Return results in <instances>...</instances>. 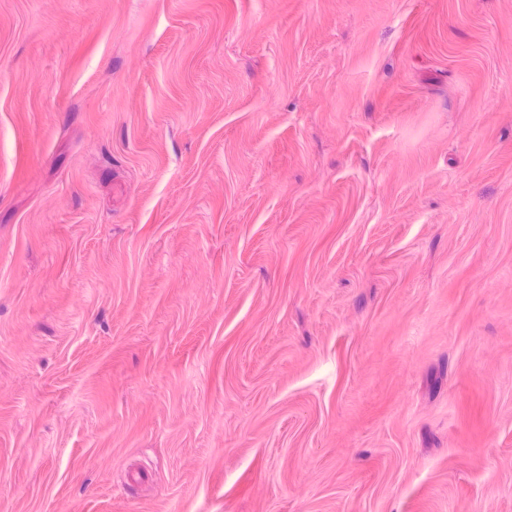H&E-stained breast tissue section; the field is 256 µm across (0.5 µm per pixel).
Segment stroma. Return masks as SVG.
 <instances>
[{
    "mask_svg": "<svg viewBox=\"0 0 512 512\" xmlns=\"http://www.w3.org/2000/svg\"><path fill=\"white\" fill-rule=\"evenodd\" d=\"M0 512H512V0H0Z\"/></svg>",
    "mask_w": 512,
    "mask_h": 512,
    "instance_id": "obj_1",
    "label": "stroma"
}]
</instances>
